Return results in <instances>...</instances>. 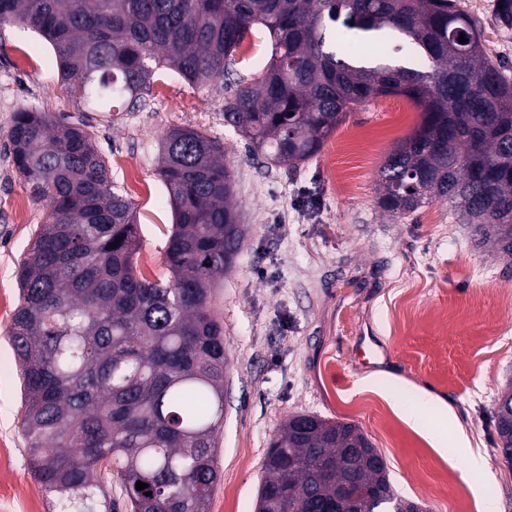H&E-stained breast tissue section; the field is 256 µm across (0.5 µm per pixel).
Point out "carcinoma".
Returning <instances> with one entry per match:
<instances>
[{
    "instance_id": "cac0c4a2",
    "label": "carcinoma",
    "mask_w": 512,
    "mask_h": 512,
    "mask_svg": "<svg viewBox=\"0 0 512 512\" xmlns=\"http://www.w3.org/2000/svg\"><path fill=\"white\" fill-rule=\"evenodd\" d=\"M15 23L49 44L65 89L102 112L146 106L162 63L193 85L224 86L245 34L262 27L270 62L224 97V124L273 163H307L347 113L403 95L422 120L381 167L379 206L399 217L447 202L512 265V82L456 0H0V25ZM8 139L46 215L19 268L8 336L49 512H115L114 472L130 512H208L227 365L210 299L243 239L224 146L187 127L166 132L170 277L148 282L134 205L90 134L25 107ZM494 427L512 469V386ZM265 470L258 512H345L348 487L361 512H420L352 423L288 418Z\"/></svg>"
}]
</instances>
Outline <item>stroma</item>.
Segmentation results:
<instances>
[{
    "mask_svg": "<svg viewBox=\"0 0 512 512\" xmlns=\"http://www.w3.org/2000/svg\"><path fill=\"white\" fill-rule=\"evenodd\" d=\"M457 3L477 19L488 54L512 81V28L498 21L496 0ZM224 96L163 66L145 109L93 112L66 94L45 41L20 25L0 26V441L12 472L0 502L22 512L26 497L48 512L30 470L8 337L17 272L45 220L15 172L8 130L15 112L35 107L90 132L113 184L135 205L137 264L151 280L168 275L163 254L174 221L158 173L164 133L189 127L224 145L244 239L211 300L224 323L228 368L209 512H255L267 450L297 414L358 426L398 493L422 512H483L487 500L512 512V469L494 452L492 422L512 384V268L475 244L449 203L400 218L378 205L379 170L419 125L420 110L403 96L376 98L294 168L249 154L224 124ZM374 368L390 378L361 387ZM424 391L431 401L421 402ZM459 433L490 476L462 479L467 456L434 442Z\"/></svg>",
    "mask_w": 512,
    "mask_h": 512,
    "instance_id": "obj_1",
    "label": "stroma"
}]
</instances>
